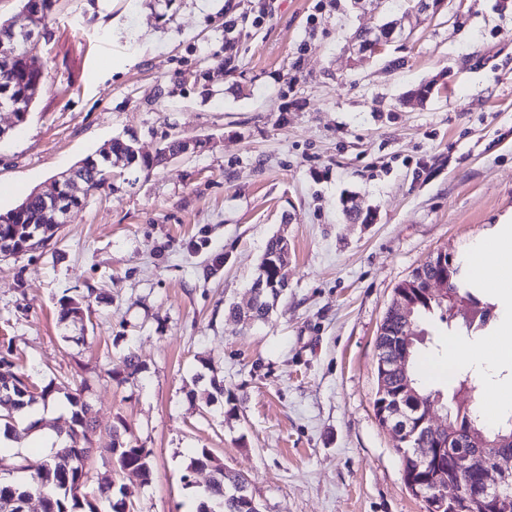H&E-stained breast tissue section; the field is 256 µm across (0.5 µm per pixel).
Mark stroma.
Returning <instances> with one entry per match:
<instances>
[{
  "instance_id": "1",
  "label": "stroma",
  "mask_w": 512,
  "mask_h": 512,
  "mask_svg": "<svg viewBox=\"0 0 512 512\" xmlns=\"http://www.w3.org/2000/svg\"><path fill=\"white\" fill-rule=\"evenodd\" d=\"M413 4L55 0L28 120L0 112V212L112 138L150 156L197 145L90 191L45 247L0 258V354L37 384L84 387L94 447L122 423L151 450L147 483L107 459L90 470L135 512H192L210 473L182 477L200 448L248 479L261 512H427L375 415L376 338L429 256L466 260L512 229V0H445L384 55L347 53ZM275 235L288 286L243 323L228 308L249 305ZM68 297L85 312L69 328ZM493 313L477 333L457 315L426 322L432 389H448L444 343L487 349ZM129 352L140 372L120 384L109 372Z\"/></svg>"
}]
</instances>
